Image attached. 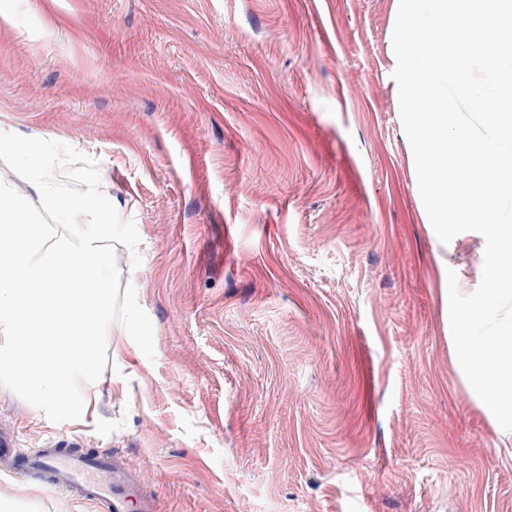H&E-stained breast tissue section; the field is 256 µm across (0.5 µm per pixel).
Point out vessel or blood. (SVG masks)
Listing matches in <instances>:
<instances>
[{"instance_id": "1", "label": "vessel or blood", "mask_w": 512, "mask_h": 512, "mask_svg": "<svg viewBox=\"0 0 512 512\" xmlns=\"http://www.w3.org/2000/svg\"><path fill=\"white\" fill-rule=\"evenodd\" d=\"M61 439L23 460L5 462L8 471L35 473L41 484L80 503H91L101 512H155L141 489L140 477L123 458L112 454L89 457Z\"/></svg>"}]
</instances>
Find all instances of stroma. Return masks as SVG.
Wrapping results in <instances>:
<instances>
[{
  "label": "stroma",
  "instance_id": "obj_1",
  "mask_svg": "<svg viewBox=\"0 0 512 512\" xmlns=\"http://www.w3.org/2000/svg\"><path fill=\"white\" fill-rule=\"evenodd\" d=\"M397 10L15 0L0 132L99 161L155 346L112 324L125 389L104 371L96 422L0 387L18 447L115 452L157 512H512V432L467 392L442 280L472 293L484 238L442 243L416 194ZM0 512L99 509L0 472Z\"/></svg>",
  "mask_w": 512,
  "mask_h": 512
}]
</instances>
